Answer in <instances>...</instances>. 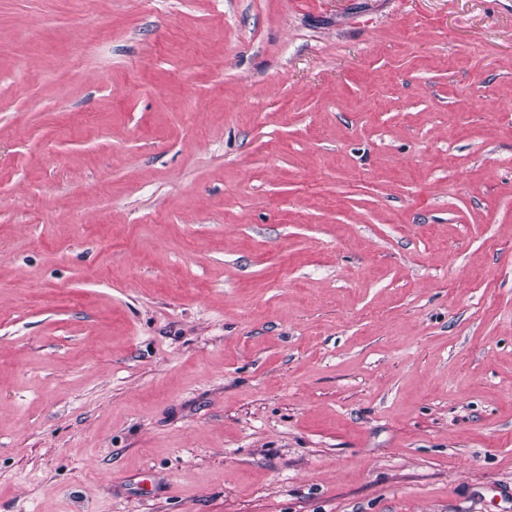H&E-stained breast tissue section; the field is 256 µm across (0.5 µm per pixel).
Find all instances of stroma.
Here are the masks:
<instances>
[{
    "label": "stroma",
    "mask_w": 512,
    "mask_h": 512,
    "mask_svg": "<svg viewBox=\"0 0 512 512\" xmlns=\"http://www.w3.org/2000/svg\"><path fill=\"white\" fill-rule=\"evenodd\" d=\"M0 512H512V0H0Z\"/></svg>",
    "instance_id": "stroma-1"
}]
</instances>
